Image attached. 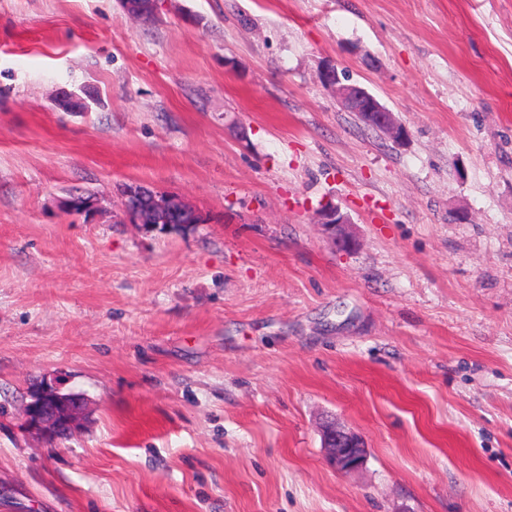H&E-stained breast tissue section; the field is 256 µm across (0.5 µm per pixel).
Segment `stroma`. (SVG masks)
Instances as JSON below:
<instances>
[{"mask_svg": "<svg viewBox=\"0 0 512 512\" xmlns=\"http://www.w3.org/2000/svg\"><path fill=\"white\" fill-rule=\"evenodd\" d=\"M0 512H512V0H0ZM320 79L336 91L344 109L359 115L363 113L369 126L381 130L394 141L406 137V128L395 121L392 112L364 87L343 83L337 67H327L321 72ZM124 196L125 216L133 224L144 228L165 224L173 215L187 218V224L201 223L199 211L175 194L153 191L140 184L130 183L124 188ZM317 224H321L333 242L340 247L348 248L352 244V238L346 232L345 227L351 224L350 220L332 202L323 204L317 214ZM343 230V232H342ZM82 410L83 399L77 394L43 391L25 406L24 420L28 426L44 432L50 439H56L75 428ZM323 442L332 466L341 473L350 474L361 468L367 460L368 450L357 434L326 426Z\"/></svg>", "mask_w": 512, "mask_h": 512, "instance_id": "35a3bbf8", "label": "stroma"}]
</instances>
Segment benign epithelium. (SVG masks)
<instances>
[{
  "mask_svg": "<svg viewBox=\"0 0 512 512\" xmlns=\"http://www.w3.org/2000/svg\"><path fill=\"white\" fill-rule=\"evenodd\" d=\"M158 0H126V11L143 21L156 16ZM321 82L334 89L343 108L364 114L367 124L381 130L394 141L406 137V128L395 121L392 112L367 89L346 84L335 67H328L320 74ZM123 211L133 223L144 228H152L168 222L174 215H181L190 224L201 223L198 210L187 204L179 196L150 190L140 184L130 183L124 188ZM321 224L340 247L348 248L352 238L345 231L350 220L333 203H325L317 214ZM83 410L81 396L62 394L56 390L44 391L32 399L24 409L25 423L56 439L75 428ZM323 442L332 466L339 472L350 474L361 468L367 460L368 450L364 440L357 434L327 426L323 431Z\"/></svg>",
  "mask_w": 512,
  "mask_h": 512,
  "instance_id": "obj_1",
  "label": "benign epithelium"
}]
</instances>
